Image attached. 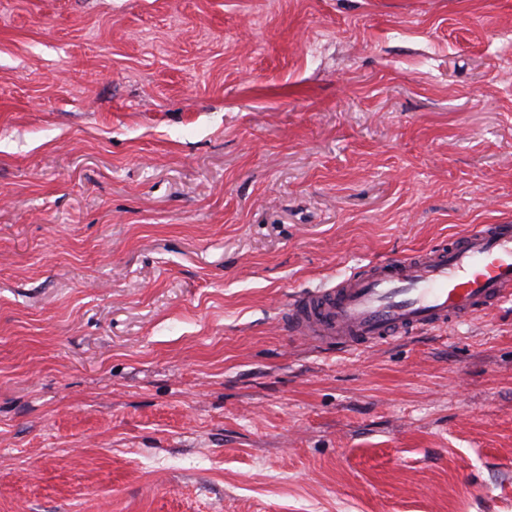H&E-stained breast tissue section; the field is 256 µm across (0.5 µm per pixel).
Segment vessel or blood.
Segmentation results:
<instances>
[{"label": "vessel or blood", "mask_w": 512, "mask_h": 512, "mask_svg": "<svg viewBox=\"0 0 512 512\" xmlns=\"http://www.w3.org/2000/svg\"><path fill=\"white\" fill-rule=\"evenodd\" d=\"M512 300V224L372 265L295 299L282 329L319 344L362 349L454 328Z\"/></svg>", "instance_id": "b4317fda"}]
</instances>
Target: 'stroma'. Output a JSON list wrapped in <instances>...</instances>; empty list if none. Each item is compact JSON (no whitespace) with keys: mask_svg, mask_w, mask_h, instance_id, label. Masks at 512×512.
<instances>
[{"mask_svg":"<svg viewBox=\"0 0 512 512\" xmlns=\"http://www.w3.org/2000/svg\"><path fill=\"white\" fill-rule=\"evenodd\" d=\"M473 224L512 0H0V512H512V301L280 326Z\"/></svg>","mask_w":512,"mask_h":512,"instance_id":"1","label":"stroma"}]
</instances>
